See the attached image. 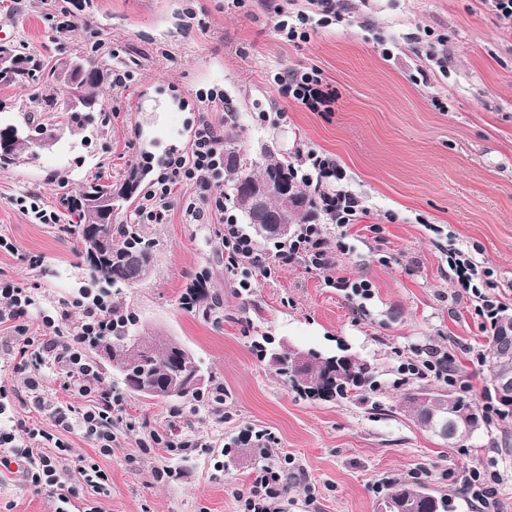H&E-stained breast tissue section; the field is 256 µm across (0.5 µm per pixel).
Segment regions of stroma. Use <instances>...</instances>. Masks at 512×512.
I'll list each match as a JSON object with an SVG mask.
<instances>
[{"label":"stroma","mask_w":512,"mask_h":512,"mask_svg":"<svg viewBox=\"0 0 512 512\" xmlns=\"http://www.w3.org/2000/svg\"><path fill=\"white\" fill-rule=\"evenodd\" d=\"M63 0H0V26L14 43L52 62L69 53L99 51L129 78L105 84L103 129L65 130L36 158L0 168V279L26 288L37 312L25 335H41L38 312L69 310V329L81 318L74 301L92 303L91 282L73 234L59 224H35L15 205L36 193L48 210L97 175L121 185L141 155L163 158L185 149L191 127L211 97L236 111L224 134L251 152L265 143L297 158L313 149L336 157L343 188L366 209L350 225L346 252L329 270L302 261L258 279L238 295L224 271L220 224L192 223L175 208L169 223L144 224L153 243V272L111 295L140 325L178 338L223 385V414L206 402H157L126 393L105 361L104 386L122 392L123 428L110 455H99L79 432L66 436L73 456L97 461L108 480L85 489V507L99 512H241L259 458L223 467L224 447L240 432L265 434L266 446L291 457L301 476L290 481L285 512H378L391 484L406 481L446 495L453 512H479L463 490L472 469L500 474L498 512H512V418L489 413L485 429L448 445L399 407L402 357L433 344L451 348L463 379L481 399L489 377V338L469 298L448 274L444 252L454 242L493 271L491 294L512 311V30L483 0H349L341 22L300 45L280 41L265 0L228 8L227 0H86L78 28L55 32L51 14ZM443 37L448 71L429 67L418 39ZM316 67L339 99L333 111L312 112L278 97L270 80L283 69ZM429 77L417 83L418 69ZM284 112L280 124L260 111ZM208 281L207 299L185 310L180 298L195 278ZM368 280L374 296L358 306L328 278ZM323 353L347 350L371 364L375 390L332 401L315 400L280 378L254 349L260 337ZM183 418L170 416L173 408ZM163 442L138 444L143 427ZM193 434L204 451L176 454L166 440ZM168 465L182 477L156 482ZM52 493L35 490L21 473L0 467V512H55Z\"/></svg>","instance_id":"1"}]
</instances>
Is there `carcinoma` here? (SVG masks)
Returning <instances> with one entry per match:
<instances>
[{
	"mask_svg": "<svg viewBox=\"0 0 512 512\" xmlns=\"http://www.w3.org/2000/svg\"><path fill=\"white\" fill-rule=\"evenodd\" d=\"M0 56L12 62V68L0 75V86L26 85L37 79V74L49 70V76L56 86L69 88V83L61 76L65 59L57 60L51 67L19 47L0 46ZM89 70L82 79V108L78 112L68 109L67 104L57 106V99L47 94L43 97L44 111L48 115L37 121L29 116L21 123L0 125L9 140V149L0 154V167L7 168L16 164L25 155H35V140L42 135L57 138L64 127L76 125L84 129L90 125L99 128L105 126L107 117L99 105V90L112 78V63L93 57H84ZM224 152L234 157V166L224 174V186L228 188L225 196L249 225L254 235L277 246L291 241L304 224L316 222L318 208L310 194L301 190L290 174L293 161L277 155L274 146L262 145L260 153L253 155L240 148L231 139H224ZM139 172H132L131 179L124 184L123 190L112 191V183L97 180L87 182L71 198L65 208V219L75 227L78 237V252L84 260L90 279L105 283L112 288H130L146 280L133 264L134 259L145 260V268L153 270L151 242L132 224L116 223L117 216L134 193L138 184ZM270 179L282 182L291 188L298 199V205L285 212L279 199L268 201L265 218L257 221L253 218L251 202L242 187V179ZM93 234L101 242L104 252L99 260L90 259L87 239ZM112 335L97 338L91 348L98 351L104 345L111 349L110 363L122 380L124 387L137 395L135 378L145 376L153 380L158 392L153 399L172 401L165 393L167 383L180 371L203 372L202 364L193 353L185 351L178 341L172 342L165 337H149L153 344L150 351L139 352L130 348L129 342L143 336L136 317L112 306ZM505 329V318L501 317L491 330L488 366L490 376H495L504 366L512 368V354L495 353L499 336ZM297 351L283 349L270 354V361L305 396L334 400L348 398L353 394L376 387L371 365L350 354H323L316 351L302 352V361L296 359ZM483 397L494 406L503 419L512 418V399L499 393L491 385H486ZM432 408L448 416L451 421L464 420L472 426L486 420L484 412L477 403L451 390L428 391L424 386L413 387L403 394L401 408L420 426L432 434H437L430 422L426 408ZM380 512H450L449 499L435 495L415 484L398 482L379 504Z\"/></svg>",
	"mask_w": 512,
	"mask_h": 512,
	"instance_id": "obj_1",
	"label": "carcinoma"
}]
</instances>
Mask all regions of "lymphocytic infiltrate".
<instances>
[{
  "label": "lymphocytic infiltrate",
  "mask_w": 512,
  "mask_h": 512,
  "mask_svg": "<svg viewBox=\"0 0 512 512\" xmlns=\"http://www.w3.org/2000/svg\"><path fill=\"white\" fill-rule=\"evenodd\" d=\"M308 5V10L293 16L288 15L283 5L275 6V29L283 41L309 40L316 28L332 24L339 16L336 0H308ZM274 83L281 98L296 101L312 112L331 111L336 102L335 90L325 88L322 73L315 67L278 72ZM233 119L227 106L216 103L198 116L186 150L169 154L158 162L151 156H143L140 166L151 173L152 179L149 190L141 196L135 209L138 223H168L174 206L179 205L195 223L223 224L224 267L229 272L240 273L238 285L245 291L250 290L254 275L271 277L277 266L296 260L316 270L331 269L334 264L331 242L321 225H305L295 239L271 256L238 224L236 214L219 191L224 183V126ZM338 172L335 157L312 149L300 153L293 169L301 183L312 188L326 222L334 224L343 236L360 212L361 201L344 189L326 191L324 180L335 178ZM184 185L191 187V195L177 197V187ZM448 268L458 287L476 298V316L486 324H493L502 304L481 291L477 283L480 274L477 263L452 248L448 251ZM81 311L76 334L69 336L64 332L68 312L54 316L45 314L41 317L45 335L24 338L22 345L15 349L20 358L19 366L26 374L24 387L29 402L35 410L48 416L53 431L34 426L23 427L19 432L0 430V466H10L16 460L23 462V477L31 487L51 488L58 502L56 512H73V501L78 498L81 487L98 489L108 479L107 473L94 460L70 459V446L62 439V432L80 429L101 455H109L123 402L121 393L103 387L99 368L88 355L94 338L112 333L111 307L97 301L82 306ZM47 363L55 367L62 390L81 397L83 406L47 398L42 372ZM398 372L405 377L431 375L461 392L471 390L470 383L457 375L454 358L444 347H432L422 356L402 361ZM290 464V459L284 458L267 462L257 470L242 498L243 512H284L282 500L291 475Z\"/></svg>",
  "instance_id": "lymphocytic-infiltrate-1"
}]
</instances>
